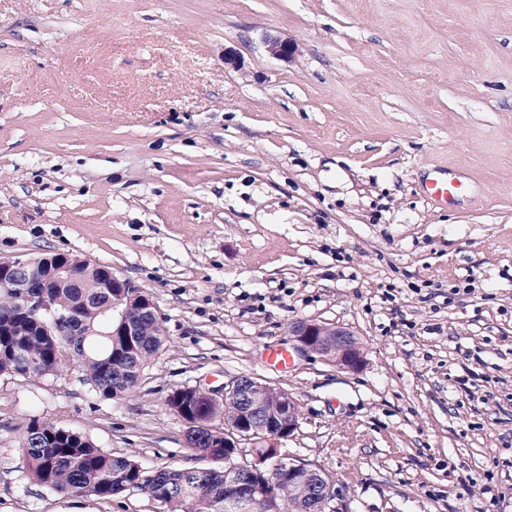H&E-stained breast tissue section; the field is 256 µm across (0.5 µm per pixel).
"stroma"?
Wrapping results in <instances>:
<instances>
[{"instance_id": "obj_1", "label": "stroma", "mask_w": 512, "mask_h": 512, "mask_svg": "<svg viewBox=\"0 0 512 512\" xmlns=\"http://www.w3.org/2000/svg\"><path fill=\"white\" fill-rule=\"evenodd\" d=\"M439 166L476 202L434 206ZM58 253L149 293L167 343L121 400L0 376V512H162L37 485L19 435L200 467L166 400L239 375L297 400L328 512H512V0H0V257ZM298 318L365 367L296 352ZM288 334L297 351L316 354L341 369L357 372L365 363V348L349 327L299 318L288 324Z\"/></svg>"}]
</instances>
